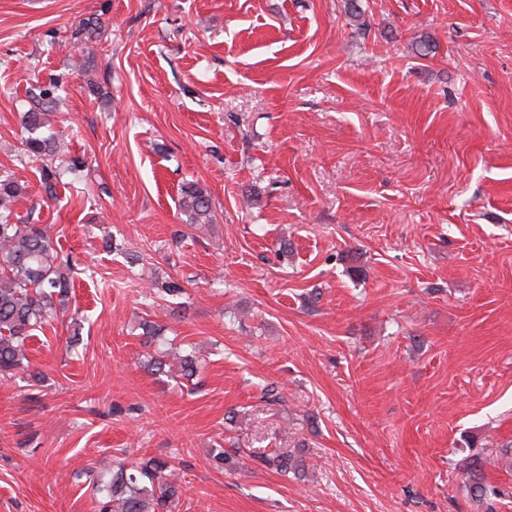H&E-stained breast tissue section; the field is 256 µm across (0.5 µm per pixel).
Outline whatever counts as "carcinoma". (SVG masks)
Wrapping results in <instances>:
<instances>
[{"mask_svg": "<svg viewBox=\"0 0 512 512\" xmlns=\"http://www.w3.org/2000/svg\"><path fill=\"white\" fill-rule=\"evenodd\" d=\"M62 82L53 80L32 93L33 106L20 113V147L18 164L39 163L45 192L56 196V161L61 157L64 131L52 126V114ZM26 193V186L9 174L0 175V377L12 378L28 372V340L67 311L73 264L57 250L49 229L33 224L30 217L14 213L13 203ZM180 210L189 224L213 222L210 198L195 182L181 189ZM149 365L157 370L179 374L191 380L201 373L204 359L191 350L174 356L173 362L164 357H150ZM267 463L286 474L302 468L301 460L283 452L267 459ZM465 473L472 494L487 502L493 512L491 497L498 491L484 483L478 459L465 464ZM172 467L163 460L150 459L143 463L120 461L109 480L96 481L99 512H165L171 500L181 490L171 479Z\"/></svg>", "mask_w": 512, "mask_h": 512, "instance_id": "carcinoma-1", "label": "carcinoma"}]
</instances>
